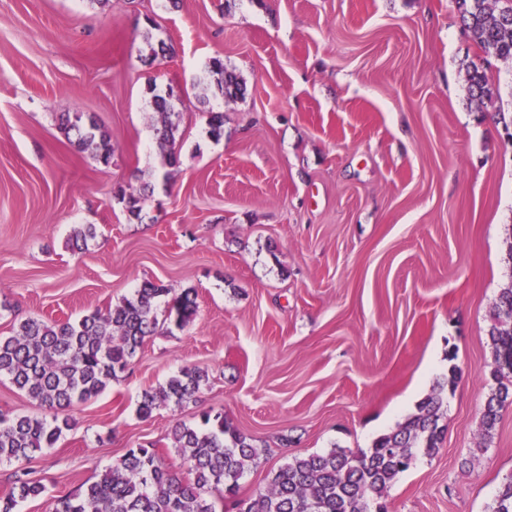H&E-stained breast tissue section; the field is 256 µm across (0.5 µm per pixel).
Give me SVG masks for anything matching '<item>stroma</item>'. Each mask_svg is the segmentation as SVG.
I'll list each match as a JSON object with an SVG mask.
<instances>
[{"instance_id":"35a3bbf8","label":"stroma","mask_w":512,"mask_h":512,"mask_svg":"<svg viewBox=\"0 0 512 512\" xmlns=\"http://www.w3.org/2000/svg\"><path fill=\"white\" fill-rule=\"evenodd\" d=\"M173 51L141 59L146 18ZM480 52L454 0H0V336L27 318L77 319L144 281L194 289L184 328L160 321L130 368L31 462L48 488L92 481L126 449L223 413L261 450L240 493L294 454L371 447L446 392L447 431L386 495L388 512H488L512 476V405L477 453L492 385L489 312L512 274V139L467 98ZM213 57L244 99L212 100L224 136L183 98L178 163H158L149 83L192 86ZM94 114L109 165L58 127ZM150 184L142 221L115 193ZM97 234L80 254L73 228ZM440 367L426 373L430 356ZM185 366L199 402L137 414ZM296 442L283 446V436Z\"/></svg>"}]
</instances>
